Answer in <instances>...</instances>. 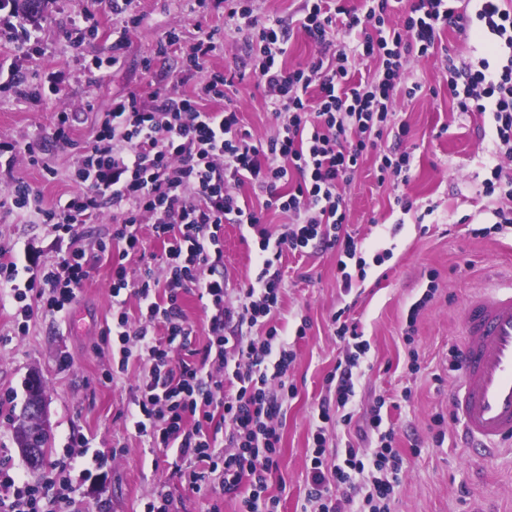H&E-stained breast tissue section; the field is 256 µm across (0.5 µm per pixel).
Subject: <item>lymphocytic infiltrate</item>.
Wrapping results in <instances>:
<instances>
[{"label":"lymphocytic infiltrate","mask_w":512,"mask_h":512,"mask_svg":"<svg viewBox=\"0 0 512 512\" xmlns=\"http://www.w3.org/2000/svg\"><path fill=\"white\" fill-rule=\"evenodd\" d=\"M394 0H305L297 22L276 18L259 21L248 0H223L224 21L251 33L247 44L249 71L210 72L192 93L155 88L149 95L133 93L112 105L93 143L81 150L76 180L82 186L55 207L41 198L23 178L11 184V210L17 216L32 211L62 236L89 223L101 210L112 212L114 226L100 251H113L112 293L133 289L138 317L130 319L124 305L112 309V330L118 341L120 370L139 354L146 371L134 391L131 420L153 447L173 448L179 460L190 462L193 489L205 486L209 473L223 470L222 493L243 497L247 512H274L277 502L266 497L267 477L278 463L283 404L295 392L288 369L295 353L278 333L273 320L280 308L281 276L274 261L283 251L302 252L315 244L335 250L341 286L351 290L355 275L349 262L364 266L362 244L349 234L343 187L375 152L379 181L404 183L414 150L404 144L406 124L395 119L397 95L415 97L418 84L408 83L410 56L432 54L439 30L454 28L484 39L488 54L468 63L459 55H444L448 85L463 112L490 114L495 129L492 151L484 165L489 178L485 196L499 202L494 209L495 233L512 234V8L505 0H412L400 24H392ZM314 45L310 58L296 68L280 64L292 30ZM213 34L201 31L191 48H184L178 29L166 31L154 58L178 54L181 74L190 78L204 70L213 50ZM371 59L374 72L355 74L357 61ZM253 79L264 88L267 106L283 123L282 135L254 140L243 129L229 92L236 81ZM393 136L396 148L381 147ZM263 193L264 209L288 214L290 224L271 236L261 212L243 207L242 186ZM228 224H246L258 238L262 267L248 287L229 295L224 277L221 233ZM162 244L161 253L140 250L141 227ZM141 268L130 274L129 255ZM90 272L82 252L65 250L58 268L47 269L35 297L43 313L64 317ZM200 290L211 315L207 342L194 359H177L195 330L182 297ZM344 344V357L327 378L319 404L322 423L313 435L312 512H343L337 486L363 479L365 512H392L402 457L396 432L384 422L386 398H379L365 418L361 440L375 439L371 452L354 444L329 447L326 429L350 425L355 383L370 345L340 308L332 318ZM264 335H254L255 327ZM71 461H51L42 484L21 481L0 469V512H43L70 502L73 487L66 473ZM249 496H242V485Z\"/></svg>","instance_id":"lymphocytic-infiltrate-1"}]
</instances>
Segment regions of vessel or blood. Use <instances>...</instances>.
I'll return each instance as SVG.
<instances>
[{
	"label": "vessel or blood",
	"mask_w": 512,
	"mask_h": 512,
	"mask_svg": "<svg viewBox=\"0 0 512 512\" xmlns=\"http://www.w3.org/2000/svg\"><path fill=\"white\" fill-rule=\"evenodd\" d=\"M460 326L456 430L466 447L489 457L512 446V280L468 297Z\"/></svg>",
	"instance_id": "b4317fda"
}]
</instances>
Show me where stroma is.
Here are the masks:
<instances>
[{
    "instance_id": "1",
    "label": "stroma",
    "mask_w": 512,
    "mask_h": 512,
    "mask_svg": "<svg viewBox=\"0 0 512 512\" xmlns=\"http://www.w3.org/2000/svg\"><path fill=\"white\" fill-rule=\"evenodd\" d=\"M141 17L125 45L114 49L112 17L96 0H49L31 18L0 10V142L30 148L36 164L18 157L6 166L0 152V203L7 201L14 178L29 182L45 207L80 190L74 179L78 150L93 141L110 117L114 100L145 93L149 86L180 85L191 91L205 79L198 72L180 81L176 56L146 66L163 34L178 28L184 46L199 29L215 30L212 69H241L250 58L245 34L225 32L215 0H134ZM91 15L96 32L78 31L74 22ZM116 66H108L112 55ZM103 59L91 70L93 59ZM423 92L397 96V120L416 143L411 176L400 187L379 185L373 160L345 187L347 231L362 241L366 277L351 291L340 286L335 252L308 247L302 254L283 252L280 312L276 321L288 336L296 360L288 372L296 394L284 405L279 468L268 477L267 493L277 512H303L312 480L310 449L319 423L318 406L325 381L336 366L340 343L330 327L332 313L350 307L370 344L356 385L353 427L329 430L330 444L345 445L355 424L379 397L390 398L386 422L396 431L403 458L394 512H512V452L474 457L460 443L451 420L449 393L453 374L450 350L461 342L458 312L473 292L495 281L512 279V236L476 237L473 223L492 222L495 198L484 196L488 176L482 160L493 146L490 117L462 114L443 77L440 55L412 59L407 72ZM234 103L243 126L267 139L282 130L268 112L260 91L244 83ZM69 112L71 144L56 140V115ZM408 196L425 210L424 221L396 206V194ZM112 228V213L78 225L74 245L84 250L90 268L74 303L85 309L83 324L53 319L33 311L19 323L17 305L0 294V462L32 483L46 473V462L78 453L81 467L71 474L74 497L85 512H141L158 486H165L176 512H239L238 500L192 490L167 466H154L149 441L130 419L131 398L139 377L137 362L127 371H112V255L97 243ZM0 247L19 253L31 273L56 266L59 254L50 225L36 217L17 220L0 214ZM224 274L231 289L248 284L259 271L258 244L243 224L224 227L221 242ZM433 299L421 311L414 335L406 333L410 306L425 292ZM306 336L297 337L301 320ZM413 344H406V337ZM419 353V372L407 367L408 348ZM71 364L60 368L61 356ZM38 374L45 389L51 446L44 466L31 468L14 439L16 417L26 399V382ZM443 441H436L437 433Z\"/></svg>"
}]
</instances>
